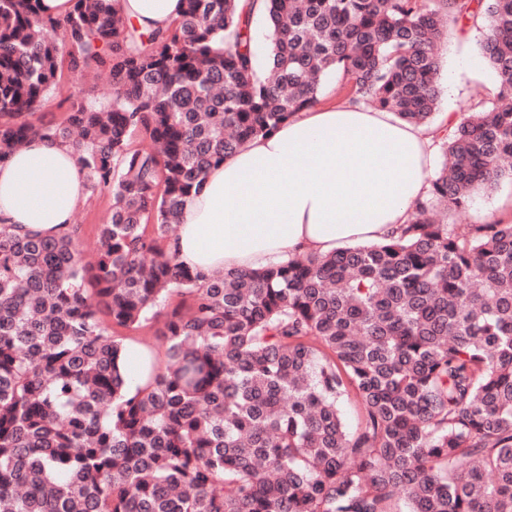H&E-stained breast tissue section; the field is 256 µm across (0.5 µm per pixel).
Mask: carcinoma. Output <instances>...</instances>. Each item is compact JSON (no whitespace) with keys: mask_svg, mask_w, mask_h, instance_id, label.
<instances>
[{"mask_svg":"<svg viewBox=\"0 0 512 512\" xmlns=\"http://www.w3.org/2000/svg\"><path fill=\"white\" fill-rule=\"evenodd\" d=\"M115 2L53 21L0 0V161L59 139L113 200L91 262L75 224H0V512H512V219L431 216L512 180V0H263L261 64L240 0H184L164 33ZM463 23L486 32L496 101L436 137L443 165L387 240L212 278L160 244L211 167L332 75L432 124L435 48ZM100 68L101 99L28 121L62 70ZM173 292L192 304L131 390L109 326L139 328Z\"/></svg>","mask_w":512,"mask_h":512,"instance_id":"1","label":"carcinoma"}]
</instances>
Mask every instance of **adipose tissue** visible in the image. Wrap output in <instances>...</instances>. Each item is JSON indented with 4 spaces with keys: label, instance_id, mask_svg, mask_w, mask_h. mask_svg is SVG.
<instances>
[{
    "label": "adipose tissue",
    "instance_id": "1",
    "mask_svg": "<svg viewBox=\"0 0 512 512\" xmlns=\"http://www.w3.org/2000/svg\"><path fill=\"white\" fill-rule=\"evenodd\" d=\"M118 7L158 31L184 0ZM433 145L430 132L348 99L302 110L208 171L170 249L184 267L212 276L383 241L426 197ZM85 180L67 144L32 138L0 163V223L46 238L67 233Z\"/></svg>",
    "mask_w": 512,
    "mask_h": 512
}]
</instances>
